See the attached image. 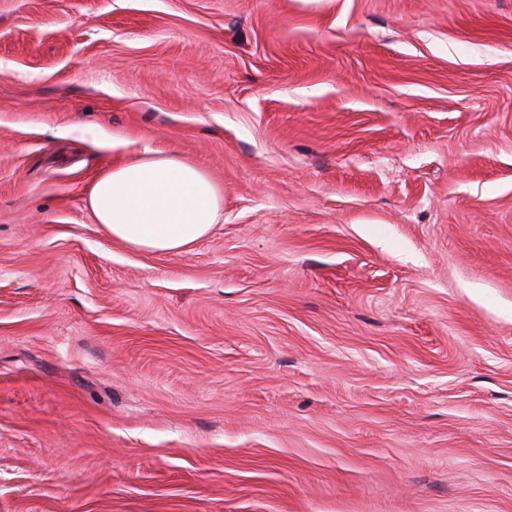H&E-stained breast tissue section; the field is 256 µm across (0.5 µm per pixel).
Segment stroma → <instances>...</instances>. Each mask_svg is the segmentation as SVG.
<instances>
[{
  "label": "stroma",
  "mask_w": 512,
  "mask_h": 512,
  "mask_svg": "<svg viewBox=\"0 0 512 512\" xmlns=\"http://www.w3.org/2000/svg\"><path fill=\"white\" fill-rule=\"evenodd\" d=\"M0 512H512V0H0ZM88 203L113 240L153 253L187 250L224 219L222 192L207 173L148 148L101 170Z\"/></svg>",
  "instance_id": "stroma-1"
}]
</instances>
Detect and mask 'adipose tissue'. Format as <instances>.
<instances>
[{
    "label": "adipose tissue",
    "instance_id": "1",
    "mask_svg": "<svg viewBox=\"0 0 512 512\" xmlns=\"http://www.w3.org/2000/svg\"><path fill=\"white\" fill-rule=\"evenodd\" d=\"M88 203L113 240L153 253L187 250L224 218L222 192L207 173L151 149L101 170Z\"/></svg>",
    "mask_w": 512,
    "mask_h": 512
}]
</instances>
